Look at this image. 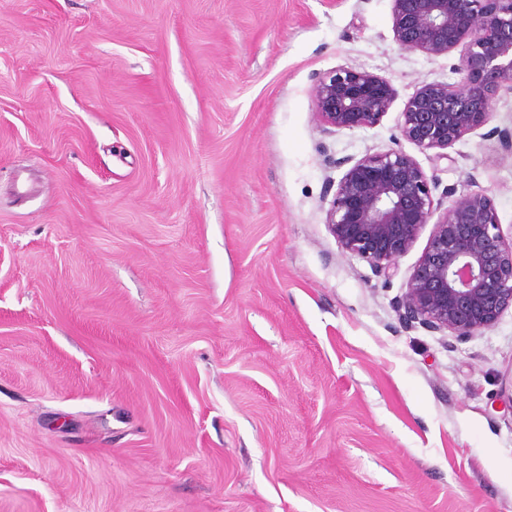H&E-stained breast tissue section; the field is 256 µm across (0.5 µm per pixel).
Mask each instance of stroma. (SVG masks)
<instances>
[{"instance_id": "1", "label": "stroma", "mask_w": 512, "mask_h": 512, "mask_svg": "<svg viewBox=\"0 0 512 512\" xmlns=\"http://www.w3.org/2000/svg\"><path fill=\"white\" fill-rule=\"evenodd\" d=\"M390 0H0V512H512V308L465 342L406 326L326 222L343 160L411 156L512 236V96L420 151L457 54ZM344 65L396 96L323 133Z\"/></svg>"}]
</instances>
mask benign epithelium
Segmentation results:
<instances>
[{"label":"benign epithelium","mask_w":512,"mask_h":512,"mask_svg":"<svg viewBox=\"0 0 512 512\" xmlns=\"http://www.w3.org/2000/svg\"><path fill=\"white\" fill-rule=\"evenodd\" d=\"M392 32L408 52H459L457 83H429L407 100L401 135L422 151L445 150L490 119L500 93L512 94V0H391ZM396 92L382 76L339 66L320 73L313 106L327 133L370 127ZM427 175L402 152L366 155L339 179L326 224L341 249L389 280L396 260L429 223L428 246L398 301L406 325L447 330L460 341L495 326L512 308V242L484 190L442 213Z\"/></svg>","instance_id":"1"}]
</instances>
